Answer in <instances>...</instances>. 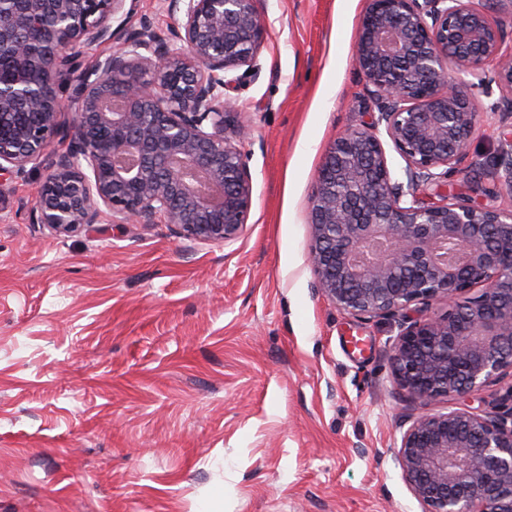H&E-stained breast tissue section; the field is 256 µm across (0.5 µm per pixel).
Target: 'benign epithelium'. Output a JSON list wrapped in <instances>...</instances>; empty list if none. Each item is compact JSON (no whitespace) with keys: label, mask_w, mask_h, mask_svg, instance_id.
I'll return each instance as SVG.
<instances>
[{"label":"benign epithelium","mask_w":512,"mask_h":512,"mask_svg":"<svg viewBox=\"0 0 512 512\" xmlns=\"http://www.w3.org/2000/svg\"><path fill=\"white\" fill-rule=\"evenodd\" d=\"M127 0H0V177L50 158L36 222L58 235L100 223L168 224L185 240L230 244L253 205L246 125L224 91L260 73L257 0H162L182 21L166 38L147 21L112 27ZM500 0H367L353 64L371 121L325 151L310 195L317 291L355 318L397 319L393 373L422 406L499 384L494 410L421 413L397 451L425 512H512V208L443 186L476 131L471 92L512 120V29ZM123 40L80 71L78 47ZM71 114L67 123L63 113ZM405 161L389 167L383 139ZM67 142L59 154L54 141ZM92 176H87L84 168ZM512 193V138L491 162ZM480 289L475 297L468 296Z\"/></svg>","instance_id":"obj_1"}]
</instances>
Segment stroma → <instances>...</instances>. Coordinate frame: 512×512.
<instances>
[{
  "mask_svg": "<svg viewBox=\"0 0 512 512\" xmlns=\"http://www.w3.org/2000/svg\"><path fill=\"white\" fill-rule=\"evenodd\" d=\"M366 0H261L260 77L227 92L253 205L228 245L166 224L56 235L46 164L0 183V512H424L398 462V329L314 288L311 185L369 120ZM477 94L469 193L504 135Z\"/></svg>",
  "mask_w": 512,
  "mask_h": 512,
  "instance_id": "stroma-1",
  "label": "stroma"
}]
</instances>
